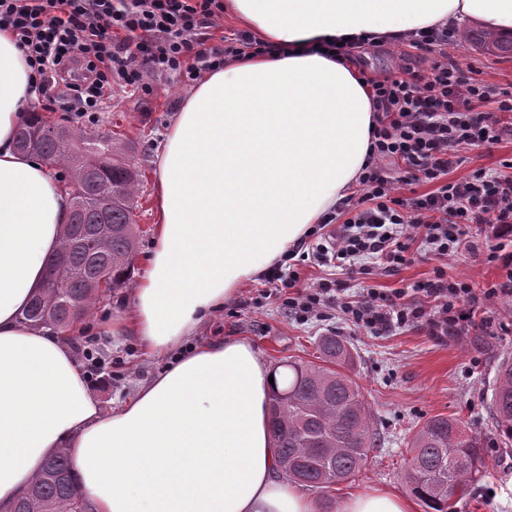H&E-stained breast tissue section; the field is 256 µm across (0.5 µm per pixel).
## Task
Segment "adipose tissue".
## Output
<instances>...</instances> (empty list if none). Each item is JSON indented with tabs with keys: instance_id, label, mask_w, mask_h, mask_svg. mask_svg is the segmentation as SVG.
Wrapping results in <instances>:
<instances>
[{
	"instance_id": "1",
	"label": "adipose tissue",
	"mask_w": 512,
	"mask_h": 512,
	"mask_svg": "<svg viewBox=\"0 0 512 512\" xmlns=\"http://www.w3.org/2000/svg\"><path fill=\"white\" fill-rule=\"evenodd\" d=\"M275 53L208 73L158 157L156 226L128 304L101 330L137 337L161 374L112 412L70 348L24 325L70 219L48 165L17 149L28 68L0 30V502L63 449L95 512H315L280 480L271 370L251 341L182 343L279 263L355 184L373 105L323 40L396 35L470 19L512 31V0H226Z\"/></svg>"
}]
</instances>
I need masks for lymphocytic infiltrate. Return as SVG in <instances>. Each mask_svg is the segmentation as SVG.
Segmentation results:
<instances>
[{
    "label": "lymphocytic infiltrate",
    "instance_id": "lymphocytic-infiltrate-1",
    "mask_svg": "<svg viewBox=\"0 0 512 512\" xmlns=\"http://www.w3.org/2000/svg\"><path fill=\"white\" fill-rule=\"evenodd\" d=\"M223 17L224 0H0V27L23 52L33 93L85 128L97 125L113 85L147 99L156 78L189 84L270 52L245 32L215 38ZM457 36L451 23L393 38L395 71L364 75L375 114L369 162L356 191L324 217L328 229L314 233L308 254L348 273L383 274L418 255L454 256L467 226L485 224L501 282L479 296L438 267L414 288H370L352 300L336 280L323 279L287 298L299 318L337 308L372 334L420 326L462 336L492 326L480 303L512 299V159L493 172L457 173L470 150L512 141V91L468 76L451 52ZM422 184L428 192L417 193Z\"/></svg>",
    "mask_w": 512,
    "mask_h": 512
}]
</instances>
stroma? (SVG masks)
I'll list each match as a JSON object with an SVG mask.
<instances>
[{"instance_id":"1","label":"stroma","mask_w":512,"mask_h":512,"mask_svg":"<svg viewBox=\"0 0 512 512\" xmlns=\"http://www.w3.org/2000/svg\"><path fill=\"white\" fill-rule=\"evenodd\" d=\"M453 53L488 83L512 86V55H496L464 42ZM189 93V86L170 76L157 80L154 95L147 101L117 85L100 114L98 130L136 146L134 162L142 177L135 214L142 230L138 246L142 254L152 247L156 222V156ZM493 245V239L474 228L462 251L442 263L420 257L390 276L343 275L339 281L352 295L369 285L385 291L408 288L430 278L439 265L448 276L467 280L482 292L501 279L498 265L487 260ZM123 294V289L113 290L84 319L83 332L66 338L76 357L90 350L101 358L102 370L89 381L108 411L168 365L167 359L147 356L136 339L111 348L104 337L96 335L98 322L112 312L113 299ZM329 334L341 338L355 356L352 375L371 408L381 443L371 449L365 466L353 478L326 490L310 489L313 499L320 502L328 496L338 503L355 492L384 490L407 497L409 512H424L421 502L410 497L403 479L407 433L430 417L445 415L458 418L482 438L487 464L483 478L470 496L458 502L456 512H512V442H504L497 434L490 411L496 366L504 355L512 354V330L438 339L414 328L375 336L356 328L334 309L326 310L320 320H300L285 309L282 297L270 295L268 286L258 280L241 288L189 342L198 345L224 336L245 337L274 367L291 358L316 361L318 342Z\"/></svg>"}]
</instances>
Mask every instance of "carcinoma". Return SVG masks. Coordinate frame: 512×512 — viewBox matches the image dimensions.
<instances>
[{
	"instance_id": "1",
	"label": "carcinoma",
	"mask_w": 512,
	"mask_h": 512,
	"mask_svg": "<svg viewBox=\"0 0 512 512\" xmlns=\"http://www.w3.org/2000/svg\"><path fill=\"white\" fill-rule=\"evenodd\" d=\"M468 42L490 52H512L511 38L485 30L470 33ZM44 124L37 114L20 127L17 146L53 161L71 199L82 205L71 210L60 250L50 263L65 268L59 296L44 292L35 297L24 320L60 332L102 297L100 283L109 288L129 283L139 240L134 210L140 171L129 141H94L90 133L61 123L32 139V130ZM101 224L112 225V239L105 244L96 239ZM318 348L320 364L300 359L280 363L284 372L271 399L270 423L281 472L296 484L325 489L358 473L379 439L359 385L340 371L354 363L348 345L324 336ZM491 408L496 431L512 441L511 356L497 366ZM409 453L406 485L425 512H455L486 469L482 438L447 416H434L417 428ZM82 498L71 458L60 450L44 460L13 501L0 503V512H75Z\"/></svg>"
}]
</instances>
